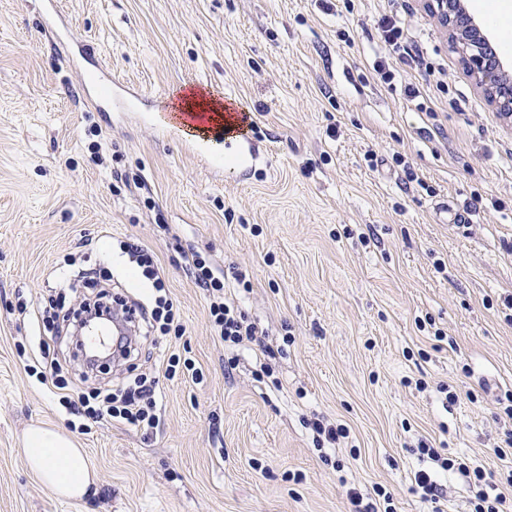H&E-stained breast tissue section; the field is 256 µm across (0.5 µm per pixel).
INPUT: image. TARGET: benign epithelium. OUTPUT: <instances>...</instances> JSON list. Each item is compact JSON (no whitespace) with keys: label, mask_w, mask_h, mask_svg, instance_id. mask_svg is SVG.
Returning a JSON list of instances; mask_svg holds the SVG:
<instances>
[{"label":"benign epithelium","mask_w":512,"mask_h":512,"mask_svg":"<svg viewBox=\"0 0 512 512\" xmlns=\"http://www.w3.org/2000/svg\"><path fill=\"white\" fill-rule=\"evenodd\" d=\"M427 4L468 56L471 74L485 86V91L498 110L511 116L512 82L502 79L500 64L487 56V38L481 28L467 18L461 0H427Z\"/></svg>","instance_id":"benign-epithelium-1"}]
</instances>
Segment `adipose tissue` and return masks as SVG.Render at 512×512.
I'll return each mask as SVG.
<instances>
[{"label":"adipose tissue","instance_id":"ef3b65f1","mask_svg":"<svg viewBox=\"0 0 512 512\" xmlns=\"http://www.w3.org/2000/svg\"><path fill=\"white\" fill-rule=\"evenodd\" d=\"M26 463L38 480L65 499L82 498L96 481L86 449L60 429L35 424L23 437Z\"/></svg>","mask_w":512,"mask_h":512}]
</instances>
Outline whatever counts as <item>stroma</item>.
<instances>
[{
	"label": "stroma",
	"instance_id": "1",
	"mask_svg": "<svg viewBox=\"0 0 512 512\" xmlns=\"http://www.w3.org/2000/svg\"><path fill=\"white\" fill-rule=\"evenodd\" d=\"M60 3L64 48L40 0H0V512H349L352 488L383 490L394 512H469L457 474L438 506L422 502V447L482 466L512 504V454L496 453L512 431V117L426 0ZM391 12L423 61L386 84L377 21ZM87 43L95 59L80 58ZM99 63L148 100L193 87L237 102L271 154L246 179L84 102ZM443 200L471 223L444 222ZM128 239L150 249L185 333L139 337L100 373L70 361L74 385L121 383L132 364L154 374L173 353L203 380L160 379L151 436L105 421L75 435L97 481L67 501L26 466V427L68 416L17 346L37 345L31 311L83 242L142 298ZM191 250L245 274L239 305L274 357L212 335ZM314 420L347 430L339 449L318 447Z\"/></svg>",
	"mask_w": 512,
	"mask_h": 512
}]
</instances>
